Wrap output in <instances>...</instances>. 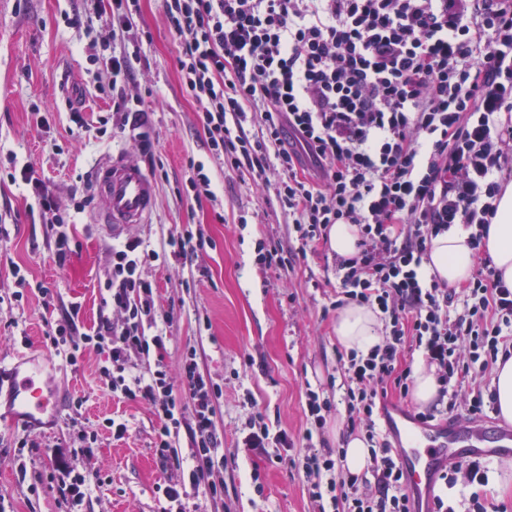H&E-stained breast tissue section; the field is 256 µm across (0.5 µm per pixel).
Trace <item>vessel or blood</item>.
<instances>
[{
	"mask_svg": "<svg viewBox=\"0 0 512 512\" xmlns=\"http://www.w3.org/2000/svg\"><path fill=\"white\" fill-rule=\"evenodd\" d=\"M95 189L106 201L96 223L120 231L128 224L145 223L156 201L152 177L125 153L110 154L98 164ZM12 390L17 419L39 425L44 415L56 414L60 401L50 391L43 365L28 361L25 368L0 375ZM383 432L397 448L398 463L411 495L413 512H432L441 475L454 465L491 457H512V426L495 417L469 422L447 417L427 425L397 404L383 411Z\"/></svg>",
	"mask_w": 512,
	"mask_h": 512,
	"instance_id": "1",
	"label": "vessel or blood"
}]
</instances>
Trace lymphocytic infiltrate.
I'll list each match as a JSON object with an SVG mask.
<instances>
[{
    "instance_id": "1",
    "label": "lymphocytic infiltrate",
    "mask_w": 512,
    "mask_h": 512,
    "mask_svg": "<svg viewBox=\"0 0 512 512\" xmlns=\"http://www.w3.org/2000/svg\"><path fill=\"white\" fill-rule=\"evenodd\" d=\"M163 7L182 46V85L213 156L257 192L273 194L302 243L327 239L338 223L360 229L356 254L336 258L332 306H371L385 320L381 344L342 361L346 424L364 432L370 464L347 473L340 454L313 447L332 403L307 390L303 438L311 447L298 469L308 493L330 512H411L397 454L375 420L389 393L409 392L406 352L421 351L436 369L443 403L419 413L422 421L487 415L495 395L477 373L512 358V287L485 251L499 178L512 168V0H163ZM143 52L135 42L105 65L113 110L131 119L145 152L147 115L125 93ZM6 176L32 186L41 223L58 231L55 258L64 262L66 213L28 167ZM460 226L471 232L479 266L458 291L423 265L433 239ZM111 255L105 288L126 320H101L69 342L66 360L109 340L113 391L158 411L160 464L177 461L173 437L187 426L193 465L161 489L176 512H187L198 494L224 495L212 478L224 462L215 423L221 390L192 355L174 383L162 370L136 372L133 353L164 352L168 340L157 322V288L140 275L160 253L132 239ZM486 480L482 462L452 467L434 512H457L448 490Z\"/></svg>"
}]
</instances>
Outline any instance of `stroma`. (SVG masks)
Returning a JSON list of instances; mask_svg holds the SVG:
<instances>
[{
    "label": "stroma",
    "mask_w": 512,
    "mask_h": 512,
    "mask_svg": "<svg viewBox=\"0 0 512 512\" xmlns=\"http://www.w3.org/2000/svg\"><path fill=\"white\" fill-rule=\"evenodd\" d=\"M133 34L151 39L130 86L149 117L147 155L133 130L112 115L103 63L112 53V32L98 21L91 0H0V169L8 168L12 155L31 167L61 208L71 210L75 226L71 253L58 265L50 227L30 213L31 188L0 182V362L32 351L47 355L54 365L50 382L66 400L58 419L40 430L0 417V512H69L49 480L51 450L74 441L82 426L97 432L98 440L74 449L69 465L77 472L97 468L105 478L91 486L82 512H161L157 486L176 468L191 467L184 430L176 439L178 467L159 463L153 448L159 418L147 402L113 394L103 353L85 351L72 367L46 343L52 327L70 318L82 332L104 318L122 324L123 313L106 303L110 247L139 239L158 249L179 225L200 232L206 243L191 255L169 254L142 266V277L158 289L157 315L169 319L170 339L164 355L138 354L134 360L140 372L162 364L173 374L183 356L196 351L201 371L223 390L215 421L232 460L213 473L224 484L223 498L195 497L197 512H320L294 463L307 451L301 440L307 388L337 401L345 391L331 306L333 253L322 242L289 271L261 264L260 246L295 252L300 244L287 214L235 172L215 173L217 201L187 198V161L207 160L210 150L196 122L197 105L175 67L179 42L167 29L162 0H140ZM77 87L83 92L81 126L72 122L65 102ZM102 116L109 119L107 131L94 134ZM115 150L143 167L155 162L157 199L148 223L113 235L90 216L105 206L93 190L94 169ZM79 201L83 211L73 212ZM15 265L25 285L13 277ZM79 398L84 405L77 427L72 403ZM259 414L271 432H287L294 441L282 461L241 445L247 421ZM112 417L128 423L124 438H113L107 426Z\"/></svg>",
    "instance_id": "stroma-1"
}]
</instances>
